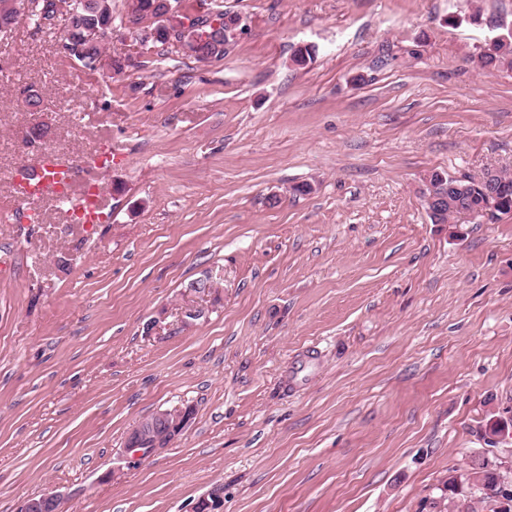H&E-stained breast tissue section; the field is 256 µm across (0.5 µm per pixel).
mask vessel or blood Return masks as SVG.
Returning <instances> with one entry per match:
<instances>
[{"label": "vessel or blood", "instance_id": "obj_1", "mask_svg": "<svg viewBox=\"0 0 512 512\" xmlns=\"http://www.w3.org/2000/svg\"><path fill=\"white\" fill-rule=\"evenodd\" d=\"M103 164L100 156L86 161L75 155L62 157L42 151L16 167L10 182L16 198L27 209L50 200L67 206L72 223L99 224L107 218L100 194L88 196L80 188L92 182L94 172Z\"/></svg>", "mask_w": 512, "mask_h": 512}]
</instances>
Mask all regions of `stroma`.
Segmentation results:
<instances>
[{
  "label": "stroma",
  "instance_id": "1",
  "mask_svg": "<svg viewBox=\"0 0 512 512\" xmlns=\"http://www.w3.org/2000/svg\"><path fill=\"white\" fill-rule=\"evenodd\" d=\"M207 3L246 24L209 63L158 44L88 78L60 30L0 32V512H432L512 420V214L421 197L512 174V69L475 59L512 0ZM37 124L111 153L110 223H13ZM179 405L169 447L128 449ZM192 415L191 407L184 406L147 416L131 429L127 447L138 449L142 455L165 448L183 433ZM63 498L54 493L27 498L18 508V512H64Z\"/></svg>",
  "mask_w": 512,
  "mask_h": 512
}]
</instances>
